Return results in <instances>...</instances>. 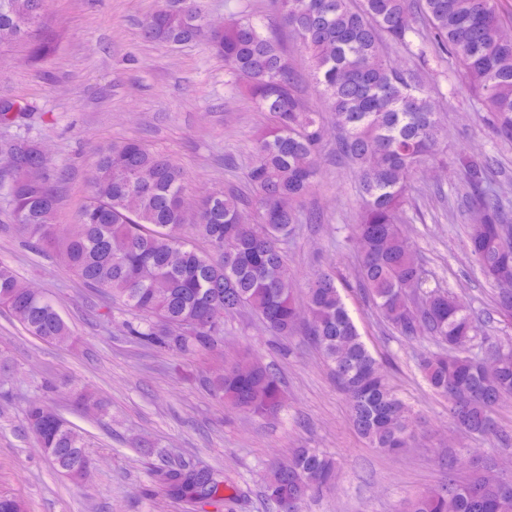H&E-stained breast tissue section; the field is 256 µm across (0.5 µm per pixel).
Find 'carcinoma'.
Segmentation results:
<instances>
[{
	"mask_svg": "<svg viewBox=\"0 0 512 512\" xmlns=\"http://www.w3.org/2000/svg\"><path fill=\"white\" fill-rule=\"evenodd\" d=\"M282 22L307 53L310 77L329 120L306 110L291 60L272 33L249 17L224 23L211 48L224 58L235 88L267 116L254 139L246 181L253 196L215 190L198 210L180 206L188 177L170 157L128 139L100 150L91 170L92 195L76 223L57 224L59 198L47 158L25 136L9 147L12 177L6 193L14 229L28 246L56 255L79 280L105 291L139 316L129 334L139 342L182 356L215 349L224 327L219 312L248 310L274 336L301 332L319 348L350 408V422L369 445L398 456L415 439L411 408L390 386L341 296L336 277L316 271L306 283L299 322L297 279L284 242L320 174L321 148L334 131L337 151L350 165L361 200L353 225L361 250L359 288L382 321L409 342L430 338L436 349L418 354L431 390L448 400V415L464 432L507 445L512 433L495 417L512 401V344L484 338L464 300L431 285L401 224L409 189L422 168L441 162L440 106L420 71L449 60L481 94L495 140L512 143V36L499 0H420L425 30L413 25L411 0H275ZM43 0H0V47L28 41L41 29ZM202 11L197 0H173L146 17V40L180 45L195 39ZM418 41H413V38ZM404 48L413 65L399 69L382 47ZM25 107L0 100V123L24 119ZM493 156L460 153L452 162L454 190L468 221L466 247L494 286L496 315L512 322V200L496 181ZM252 207L255 219L244 222ZM194 219L199 249L181 233ZM0 307L31 335L64 343L70 328L44 293H35L0 265ZM200 384L242 413L263 418L282 406L278 374L258 359L224 365ZM74 405L102 414L92 389L73 393ZM28 432L55 467L74 479L90 472L87 442L41 400L26 410ZM476 467L468 477L448 467V481L405 498L397 512H512V481L502 484ZM340 465L317 448H295L270 467L265 495L276 512H301L304 501L330 488ZM159 491L187 512L223 502L224 472L184 461L152 469Z\"/></svg>",
	"mask_w": 512,
	"mask_h": 512,
	"instance_id": "cac0c4a2",
	"label": "carcinoma"
}]
</instances>
